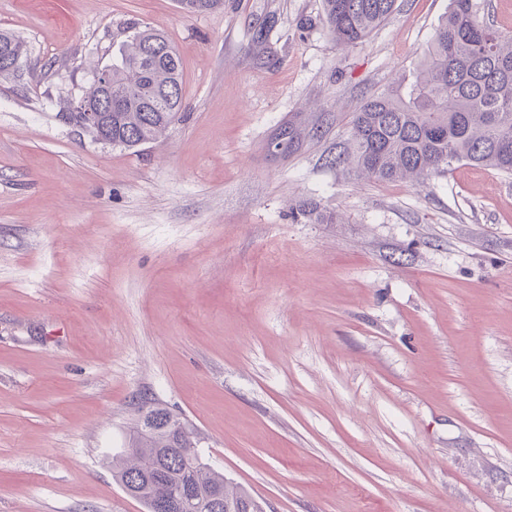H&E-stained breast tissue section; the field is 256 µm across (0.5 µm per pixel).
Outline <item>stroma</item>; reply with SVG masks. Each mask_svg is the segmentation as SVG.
<instances>
[{"instance_id": "1", "label": "stroma", "mask_w": 512, "mask_h": 512, "mask_svg": "<svg viewBox=\"0 0 512 512\" xmlns=\"http://www.w3.org/2000/svg\"><path fill=\"white\" fill-rule=\"evenodd\" d=\"M449 3L343 46L322 0H0V512H145L111 465L142 398L266 512H512V175L328 163ZM131 22L186 110L128 150L63 114ZM25 46L15 35L0 33V73L18 72L23 64Z\"/></svg>"}]
</instances>
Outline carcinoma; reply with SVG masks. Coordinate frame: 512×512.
<instances>
[{
  "label": "carcinoma",
  "instance_id": "1",
  "mask_svg": "<svg viewBox=\"0 0 512 512\" xmlns=\"http://www.w3.org/2000/svg\"><path fill=\"white\" fill-rule=\"evenodd\" d=\"M190 14L224 0H178ZM397 0H323L333 38L363 42L384 24ZM483 0H450L448 15L417 65L414 80L362 102L347 145L333 159L366 179L416 180L445 174L455 162L512 173V34L480 20ZM112 64V111L106 132L132 149L156 140L183 111L181 58L159 31L134 24ZM23 42L0 33V73L17 72ZM129 439L138 451L112 460L113 473L145 509L150 498L190 487L223 500L199 512H254L253 497L231 488L199 454L193 429L154 402L138 403Z\"/></svg>",
  "mask_w": 512,
  "mask_h": 512
}]
</instances>
